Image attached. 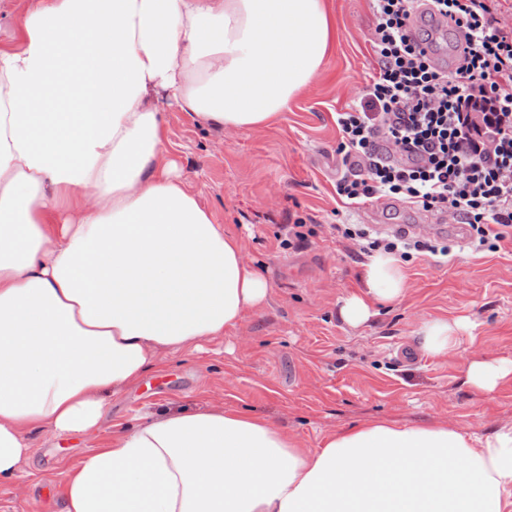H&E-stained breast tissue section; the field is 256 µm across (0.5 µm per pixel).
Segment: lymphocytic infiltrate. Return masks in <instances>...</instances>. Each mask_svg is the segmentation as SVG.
I'll return each instance as SVG.
<instances>
[{"label": "lymphocytic infiltrate", "mask_w": 512, "mask_h": 512, "mask_svg": "<svg viewBox=\"0 0 512 512\" xmlns=\"http://www.w3.org/2000/svg\"><path fill=\"white\" fill-rule=\"evenodd\" d=\"M371 3L378 70L359 105L337 117V151L352 165L337 194L357 205L398 196L425 210L447 209L479 246L501 250L512 243V26L499 20L501 0ZM421 4L462 33L455 69L442 68L425 49L435 33L409 36ZM474 112L482 124L471 121ZM342 233L365 239L366 252L404 260L436 250L401 234L372 238L348 224Z\"/></svg>", "instance_id": "f902f5d3"}]
</instances>
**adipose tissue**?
Listing matches in <instances>:
<instances>
[{
	"label": "adipose tissue",
	"instance_id": "1",
	"mask_svg": "<svg viewBox=\"0 0 512 512\" xmlns=\"http://www.w3.org/2000/svg\"><path fill=\"white\" fill-rule=\"evenodd\" d=\"M328 0H33L0 49V481L27 434L100 428L112 396L223 337L269 295L176 173L155 104L215 129L273 123L321 71ZM358 327L407 276L375 252ZM466 319L419 327L457 348ZM63 512H512V426L362 423L303 447L217 405L149 415L64 474Z\"/></svg>",
	"mask_w": 512,
	"mask_h": 512
}]
</instances>
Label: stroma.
<instances>
[{
  "label": "stroma",
  "instance_id": "stroma-1",
  "mask_svg": "<svg viewBox=\"0 0 512 512\" xmlns=\"http://www.w3.org/2000/svg\"><path fill=\"white\" fill-rule=\"evenodd\" d=\"M336 40L321 72L269 127L214 132L163 106L168 149L201 203L241 237L264 272L266 304L249 311L223 338L178 353L113 396L101 427L55 436L39 426L27 436L31 458L20 478L0 482V512H62L63 474L82 457L109 447L145 412L215 404L268 417L305 447L366 420L412 425L448 422L466 434L512 423V380L489 394L465 382L474 359H512V255L460 241L445 214L393 198L363 212L345 204L336 182V115L359 103L377 62L370 49V0H330ZM303 223L301 247H282L288 221ZM361 224L380 233L413 224L419 237L450 247L448 257L413 253L408 290L353 328L338 313L362 286L368 260L362 240L336 230ZM468 318L455 352L425 354L420 321Z\"/></svg>",
  "mask_w": 512,
  "mask_h": 512
}]
</instances>
